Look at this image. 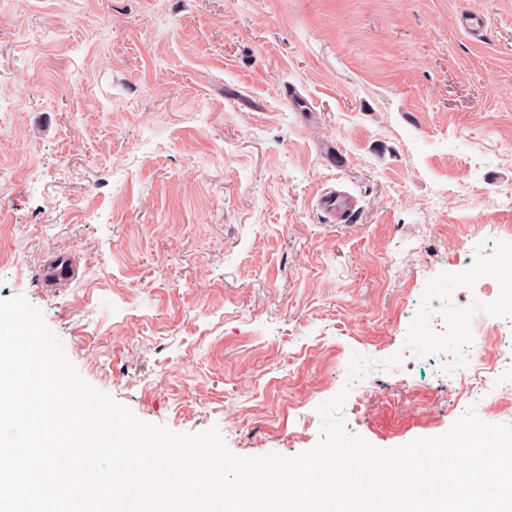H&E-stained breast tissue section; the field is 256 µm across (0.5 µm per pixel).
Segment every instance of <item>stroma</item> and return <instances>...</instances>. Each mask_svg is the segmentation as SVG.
<instances>
[{"label":"stroma","instance_id":"stroma-1","mask_svg":"<svg viewBox=\"0 0 512 512\" xmlns=\"http://www.w3.org/2000/svg\"><path fill=\"white\" fill-rule=\"evenodd\" d=\"M0 222V301L145 422L292 457L344 389L348 434L442 435L479 327L512 371V0H0ZM457 24L473 39L480 41L486 34L485 21L479 13L470 8H462L457 16ZM317 208L325 222L347 224L354 215L353 201L348 193L334 188L328 189L318 199Z\"/></svg>","mask_w":512,"mask_h":512}]
</instances>
